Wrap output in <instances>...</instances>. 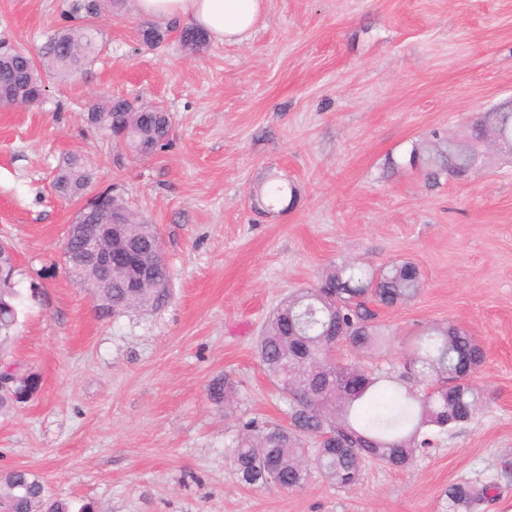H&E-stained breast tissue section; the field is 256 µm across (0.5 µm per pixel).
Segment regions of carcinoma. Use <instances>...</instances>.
I'll return each instance as SVG.
<instances>
[{
    "label": "carcinoma",
    "instance_id": "carcinoma-1",
    "mask_svg": "<svg viewBox=\"0 0 512 512\" xmlns=\"http://www.w3.org/2000/svg\"><path fill=\"white\" fill-rule=\"evenodd\" d=\"M124 0H72L68 14L80 15L86 23L59 29L50 35L41 54L11 46L0 51V86L21 83L28 104L43 98L46 83H65L100 50L99 32L92 21L103 13L122 10ZM181 46L190 53L204 50L207 33L194 25H169ZM165 31V32H167ZM165 32L151 24L142 28L145 44L163 42ZM86 120L106 130L113 139H123L141 158H150L166 147L172 130L171 116L159 104L137 105L112 97L84 106ZM493 133L512 138V109L486 112L468 127V136L452 138L433 131L412 143L408 164L429 182L442 174L464 177L481 168L472 142ZM97 181V170L79 153H72L59 166L53 180L55 193L65 199H80ZM112 211L123 214L128 225L121 236L112 237V280L109 287H94V271L68 267L73 283L102 293L109 300L105 312L120 315L130 310L156 307L169 294L167 264L152 271L153 283L136 286L119 265L125 263L127 247L153 254L162 248L155 225L129 210L121 197L111 198ZM77 219L93 225L109 215L93 206L78 212ZM15 267L0 270V360L19 324V294ZM424 288L418 267L409 261L371 267L354 262L334 263L318 283L286 297L275 308L257 339V354L272 381L279 386L287 406L288 425L248 419L239 424L230 445V458L239 481L249 488L270 484L297 490L320 472L330 483L346 488L358 483L368 462L395 470L408 468L417 453L425 452L449 431L472 421L482 405V390L468 379L484 364L481 342L452 322L423 326L411 348L409 365L432 380L430 390L415 393L386 374L366 371L355 356L381 350L390 332L376 321L372 306L398 307L416 299ZM36 389L32 376L0 393V417L30 399ZM236 384L229 378L212 384L211 395L229 402ZM316 440L312 461L305 460L301 437ZM274 467H269V462ZM499 486L490 481L480 486L459 480L444 492L447 512H478L498 496ZM0 512H91L55 498L45 482L28 470L0 473Z\"/></svg>",
    "mask_w": 512,
    "mask_h": 512
}]
</instances>
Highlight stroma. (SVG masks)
Listing matches in <instances>:
<instances>
[{
  "label": "stroma",
  "mask_w": 512,
  "mask_h": 512,
  "mask_svg": "<svg viewBox=\"0 0 512 512\" xmlns=\"http://www.w3.org/2000/svg\"><path fill=\"white\" fill-rule=\"evenodd\" d=\"M69 0H0V41L36 50L66 26ZM240 43L185 52L176 33L143 44L132 4L97 20L104 48L29 107H0V239L19 274L7 357L36 375L0 418V472L30 470L94 512H445L460 480L495 481L488 512H512V154L428 185L412 142L465 130L512 98V0H265ZM121 96L163 105L172 142L135 159L83 106ZM155 224L170 275L164 304L119 316L65 271L80 201L52 180L69 153ZM294 188L274 199L272 186ZM410 261L425 288L378 308L393 332L362 366L405 376L423 325L454 321L487 353L475 419L405 470L365 465L339 488L252 489L233 471L238 422L286 423L256 338L289 294L333 262ZM230 404L211 400L221 376Z\"/></svg>",
  "instance_id": "stroma-1"
}]
</instances>
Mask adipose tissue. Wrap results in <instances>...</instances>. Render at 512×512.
I'll use <instances>...</instances> for the list:
<instances>
[{
	"label": "adipose tissue",
	"mask_w": 512,
	"mask_h": 512,
	"mask_svg": "<svg viewBox=\"0 0 512 512\" xmlns=\"http://www.w3.org/2000/svg\"><path fill=\"white\" fill-rule=\"evenodd\" d=\"M264 7V0H134L137 14L170 23L197 25L220 41L245 40Z\"/></svg>",
	"instance_id": "adipose-tissue-1"
}]
</instances>
